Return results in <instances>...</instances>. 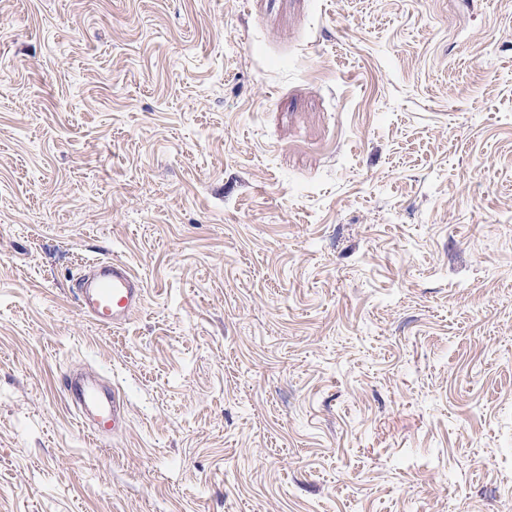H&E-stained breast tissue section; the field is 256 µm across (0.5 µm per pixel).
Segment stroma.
<instances>
[{"mask_svg":"<svg viewBox=\"0 0 512 512\" xmlns=\"http://www.w3.org/2000/svg\"><path fill=\"white\" fill-rule=\"evenodd\" d=\"M0 512H512V0H0ZM74 298L81 312L107 329L127 324L141 310L147 286L131 267L118 259L93 263L76 280ZM83 369L71 366L64 376V390L70 406L82 422H89L91 434L99 440L123 435L129 427V406L116 388L101 389L82 378Z\"/></svg>","mask_w":512,"mask_h":512,"instance_id":"obj_1","label":"stroma"}]
</instances>
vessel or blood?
<instances>
[{
	"mask_svg": "<svg viewBox=\"0 0 512 512\" xmlns=\"http://www.w3.org/2000/svg\"><path fill=\"white\" fill-rule=\"evenodd\" d=\"M74 298L81 312L98 325L116 329L141 310L147 286L131 267L118 259L93 263L76 280ZM66 399L91 434L99 440L123 435L129 427V406L116 389H101L83 379V369L70 367L64 376Z\"/></svg>",
	"mask_w": 512,
	"mask_h": 512,
	"instance_id": "b4317fda",
	"label": "vessel or blood"
}]
</instances>
